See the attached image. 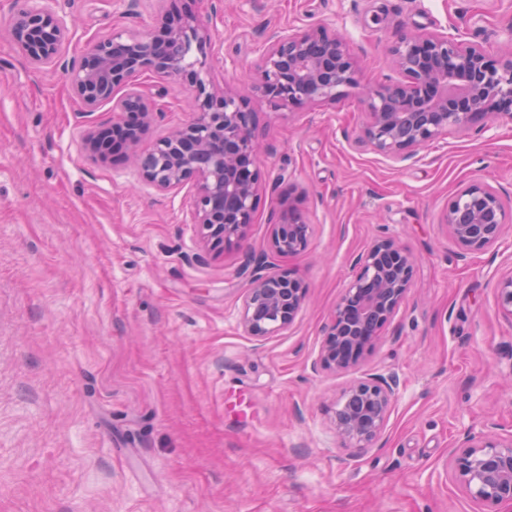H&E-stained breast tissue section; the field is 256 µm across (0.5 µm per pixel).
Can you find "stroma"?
Here are the masks:
<instances>
[{
    "label": "stroma",
    "mask_w": 512,
    "mask_h": 512,
    "mask_svg": "<svg viewBox=\"0 0 512 512\" xmlns=\"http://www.w3.org/2000/svg\"><path fill=\"white\" fill-rule=\"evenodd\" d=\"M69 65L126 27L212 18L217 84L259 114L266 179L243 249L198 259L189 190L142 186L131 159H91L67 69L34 71L0 0V512H483L448 476L465 432H512V320L496 306L491 253L464 255L442 222L472 184L512 212V120H476L396 162L363 146L360 88L401 81L386 46L456 26L497 51L512 0H57ZM347 36L359 89L333 104L272 109L245 78L281 28ZM158 106L152 142L193 117L187 89L135 77ZM296 206L306 249L270 257ZM396 239L418 268L372 353L313 371L352 261ZM308 286L290 329L257 339L240 312L245 256ZM398 394L371 448L343 447L336 401L363 377Z\"/></svg>",
    "instance_id": "1"
}]
</instances>
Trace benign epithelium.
I'll list each match as a JSON object with an SVG mask.
<instances>
[{"label":"benign epithelium","mask_w":512,"mask_h":512,"mask_svg":"<svg viewBox=\"0 0 512 512\" xmlns=\"http://www.w3.org/2000/svg\"><path fill=\"white\" fill-rule=\"evenodd\" d=\"M53 2L16 0L11 35L36 70L61 63L69 36ZM212 41V23L188 11L158 38L118 30L96 40L71 74L73 91L89 112L125 88L116 102L120 117L108 127L88 128L86 149L95 154L100 139L110 134L124 142L144 185L159 192L189 189L198 246L206 254L246 240L266 188L256 112L246 98L208 79ZM506 44L508 51L491 54L454 29L411 33L390 43L388 52L403 80L363 94L365 141L382 154L405 159L450 127L466 129L487 116L512 119V32ZM192 46L199 57L188 63L185 50ZM357 71L343 35L323 27L278 30L257 64L253 90L274 109L333 103L358 86ZM142 73L188 87L193 112L189 123L146 150L140 144L157 109L131 84ZM444 224L466 252L481 253L500 247L506 212L495 191L472 184L448 201ZM308 236L309 224L290 207L273 225L270 250L299 253ZM497 255L496 304L512 319V249ZM251 262L246 257L241 268L248 274L241 323L249 335L264 338L294 323L307 286L291 273L263 274L262 265L252 269ZM416 265L415 256L394 239L377 240L354 259L356 274L324 327L314 369L336 373L361 364L409 297ZM396 394L393 378L350 384L336 402V437L349 448L372 447L385 430ZM447 468L451 479L489 512L512 505V434L503 437L492 426L464 433Z\"/></svg>","instance_id":"obj_1"}]
</instances>
